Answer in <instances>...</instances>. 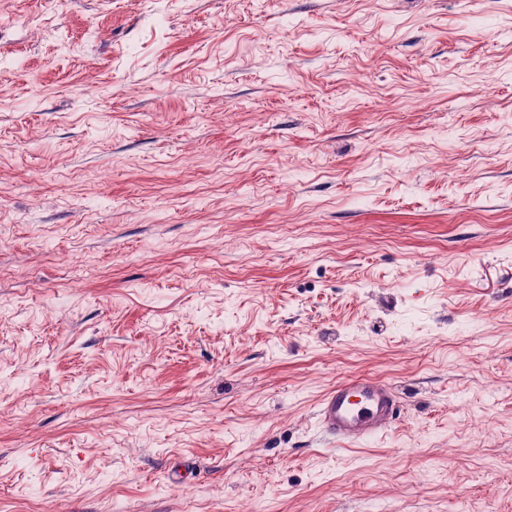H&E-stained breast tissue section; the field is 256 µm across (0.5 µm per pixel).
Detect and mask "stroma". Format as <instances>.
Segmentation results:
<instances>
[{
	"mask_svg": "<svg viewBox=\"0 0 512 512\" xmlns=\"http://www.w3.org/2000/svg\"><path fill=\"white\" fill-rule=\"evenodd\" d=\"M0 84V512H512V0H0ZM399 407L396 389L374 379L346 378L324 395L317 418L330 438L357 443L387 431Z\"/></svg>",
	"mask_w": 512,
	"mask_h": 512,
	"instance_id": "obj_1",
	"label": "stroma"
}]
</instances>
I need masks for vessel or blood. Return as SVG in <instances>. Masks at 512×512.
<instances>
[{"label": "vessel or blood", "mask_w": 512, "mask_h": 512, "mask_svg": "<svg viewBox=\"0 0 512 512\" xmlns=\"http://www.w3.org/2000/svg\"><path fill=\"white\" fill-rule=\"evenodd\" d=\"M399 407L396 389L369 378H347L324 395L317 418L330 438L357 443L387 431Z\"/></svg>", "instance_id": "1"}]
</instances>
